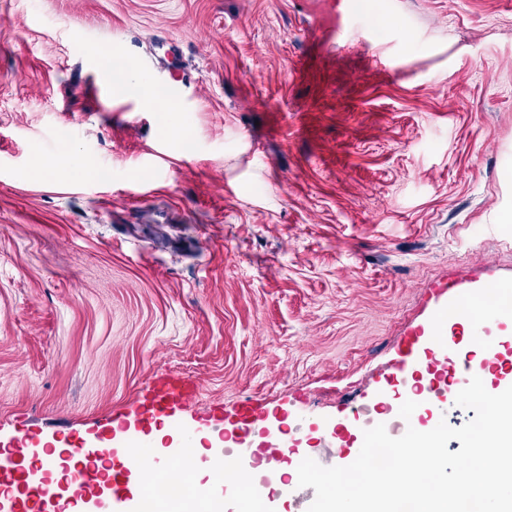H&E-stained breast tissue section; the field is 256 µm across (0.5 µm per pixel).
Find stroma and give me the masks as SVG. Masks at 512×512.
Listing matches in <instances>:
<instances>
[{"label":"stroma","mask_w":512,"mask_h":512,"mask_svg":"<svg viewBox=\"0 0 512 512\" xmlns=\"http://www.w3.org/2000/svg\"><path fill=\"white\" fill-rule=\"evenodd\" d=\"M510 210L512 0H0V449L140 435L178 374L148 448L335 466L437 284L512 286ZM109 79L113 95H122L130 89H135L146 105L159 107V93L146 74L114 62L113 67L111 64L109 68ZM197 394L198 388L193 383L179 376H168L157 386L154 397L142 413L141 421L145 424L162 421L174 409L195 400Z\"/></svg>","instance_id":"35a3bbf8"}]
</instances>
